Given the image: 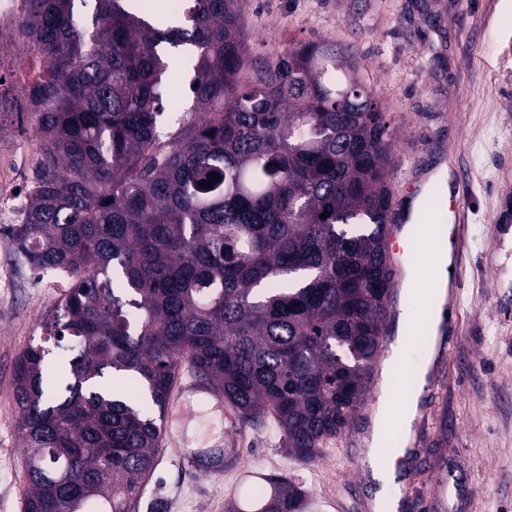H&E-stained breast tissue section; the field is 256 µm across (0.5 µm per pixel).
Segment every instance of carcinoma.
I'll return each mask as SVG.
<instances>
[{
  "label": "carcinoma",
  "instance_id": "carcinoma-1",
  "mask_svg": "<svg viewBox=\"0 0 512 512\" xmlns=\"http://www.w3.org/2000/svg\"><path fill=\"white\" fill-rule=\"evenodd\" d=\"M190 2L172 26L139 0H21L20 44L43 61L40 159L3 231L68 282L42 323L61 357L31 344L14 371L25 512H137L185 360L230 427L269 418L310 463L381 354L397 132L357 53L313 40L251 56L238 0ZM176 53L192 105L164 141ZM266 483L228 512H309L295 480Z\"/></svg>",
  "mask_w": 512,
  "mask_h": 512
}]
</instances>
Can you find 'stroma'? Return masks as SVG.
I'll use <instances>...</instances> for the list:
<instances>
[{
	"mask_svg": "<svg viewBox=\"0 0 512 512\" xmlns=\"http://www.w3.org/2000/svg\"><path fill=\"white\" fill-rule=\"evenodd\" d=\"M250 55L294 41L353 46L364 76L396 125L394 200L405 183L425 184L450 169L459 224L457 325L436 358L407 339L396 364L380 357L363 407L318 458H290L272 424L211 432L195 404L171 406L186 450L231 448L232 462L210 473L162 441L142 503L158 512H225L253 474L288 475L308 491L311 512H373L368 463L371 423L385 368L413 379L426 371L410 442L396 465L398 512H512V0H239ZM32 116L0 114V157L34 145ZM426 281L401 282L386 334L401 314L424 317ZM65 294L35 276L0 235V512H23L28 490L13 375L20 353L47 340L42 321Z\"/></svg>",
	"mask_w": 512,
	"mask_h": 512,
	"instance_id": "1",
	"label": "stroma"
}]
</instances>
